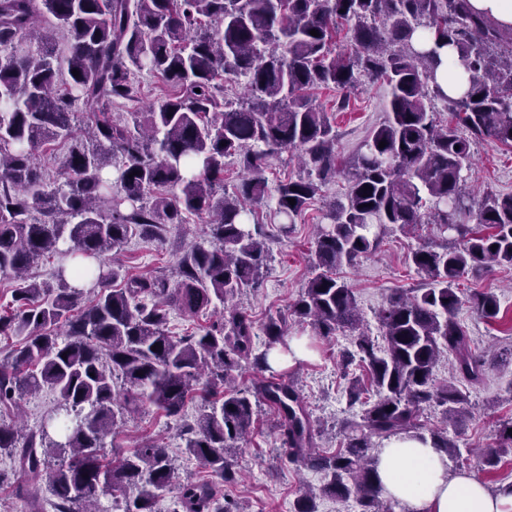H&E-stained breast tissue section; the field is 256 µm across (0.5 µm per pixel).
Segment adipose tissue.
I'll return each instance as SVG.
<instances>
[{"label":"adipose tissue","mask_w":512,"mask_h":512,"mask_svg":"<svg viewBox=\"0 0 512 512\" xmlns=\"http://www.w3.org/2000/svg\"><path fill=\"white\" fill-rule=\"evenodd\" d=\"M376 472L384 497L406 502L410 512H512V493L490 494L467 471L449 476L447 456L428 441L386 440Z\"/></svg>","instance_id":"adipose-tissue-1"}]
</instances>
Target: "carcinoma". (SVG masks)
Segmentation results:
<instances>
[{
  "label": "carcinoma",
  "instance_id": "carcinoma-1",
  "mask_svg": "<svg viewBox=\"0 0 512 512\" xmlns=\"http://www.w3.org/2000/svg\"><path fill=\"white\" fill-rule=\"evenodd\" d=\"M343 21L353 22L351 57L330 49ZM444 47L467 75L458 98L436 82ZM144 70L171 94L132 113L131 125L111 117L113 103L135 97L133 77ZM226 75L244 80L247 102L224 101L218 80ZM364 77L390 85L388 118L340 171L336 133L312 92L352 89ZM435 99L455 123L436 121ZM485 138L512 147V31L474 15L468 0H0V277L13 282L0 336L23 337L0 361V406L45 387L62 400L60 441L45 425L33 432L0 425V450L24 478L18 494L35 500L45 484L58 512H100L101 495L130 486L137 495L123 512H154L175 460L146 443L107 461L105 438L148 407L177 418L199 398L204 407L185 429V448L210 478L180 485L183 512H235L223 492L236 481L228 457L261 403L278 413L288 460L325 475L319 488L304 487L292 512H316L318 494L353 500L360 512H395L398 502L381 495L373 439L428 438L459 460L448 426L469 410L455 381L479 385L496 365L512 364V356L497 362L477 352L457 320L464 303L485 319L499 313L491 293L459 295V279L512 266V194L479 197L466 187L473 145ZM60 140L71 141L68 177L52 187L37 154ZM284 153L305 175L271 188L266 159ZM227 158L244 172L231 196ZM339 173L345 201L322 213L312 277L291 314L321 339L355 333L353 349L341 354L347 400L354 406L366 393L349 377L356 361L367 366L377 399L360 418L341 420L345 447L322 455L320 429L294 383L263 375L268 350L285 343L287 320L271 317L258 329L231 301L257 282L266 258L254 206L273 196L286 232ZM185 212L208 224L209 246L183 251L172 279L135 276L110 288L115 272L106 254L136 234L162 237ZM419 224L432 225L434 236L409 262L430 287L396 292L379 309L381 349L336 270L374 251L386 234ZM47 254L61 257L54 282L28 277ZM70 273L91 288L70 286ZM219 304L220 324L171 335V311L195 315ZM443 357L449 381L438 385ZM246 366L262 376L242 389L235 373ZM433 403L444 408V425L428 429L420 417ZM500 432V447L479 455L482 471L512 455V420Z\"/></svg>",
  "mask_w": 512,
  "mask_h": 512
}]
</instances>
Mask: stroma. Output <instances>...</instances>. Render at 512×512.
Listing matches in <instances>:
<instances>
[{"label": "stroma", "mask_w": 512, "mask_h": 512, "mask_svg": "<svg viewBox=\"0 0 512 512\" xmlns=\"http://www.w3.org/2000/svg\"><path fill=\"white\" fill-rule=\"evenodd\" d=\"M334 88L319 89L315 103L325 109L337 133L336 150L340 160L352 158L371 130L386 116L388 89L379 81L364 79L359 90L349 93L345 111H337L336 102L344 97ZM468 186L477 194L512 193V149L494 140H484L473 148V158L466 172ZM346 184L335 178L323 185L315 199L303 210L290 231H283L274 218L270 202H262L257 211L265 233L268 260L258 287L244 289L236 303L256 322L286 314L297 299L311 271L315 251V226L321 212L330 201L343 197ZM431 236L429 225L405 233L385 235L378 249L360 259L353 267L342 268L341 279L353 288L358 304L372 337H379L375 318L378 309L397 290L419 288L423 277L408 262L409 253ZM208 227L194 214H185L182 223L171 225L165 237L145 241L134 237L123 249L112 251L107 266L121 276L132 274L169 273L179 254L177 245L209 243ZM464 293L475 291L495 294L500 311L496 319L478 316L469 307L458 312L460 322L467 328L477 351L485 354L512 349V267L497 266L479 277L467 276L459 281ZM351 334L337 332L335 336L316 342L306 359L295 361L281 369L283 378L294 380L316 423L322 430L319 448L335 452L342 445L336 425L352 415L346 396L347 382L342 376L340 359L349 347ZM512 367L491 371L482 385L470 388L471 415L464 425L450 436L460 446V461L451 463V471L467 470L477 473L479 480L491 493L512 484V456L504 457L496 470L479 471L477 454L493 447L495 431L501 422L512 419ZM57 395L49 389L23 396L18 410H0V423L22 419L27 428L35 430L57 407ZM201 408L187 407L181 419L175 420L148 409L145 414L129 419L126 425L106 441L108 453L117 455L135 447L140 438L147 437L167 448L175 459L177 472L173 485L160 492L154 512H181L178 504L180 483L198 479L203 467L184 452L181 438L183 427L194 422ZM276 413L261 405L255 416L252 431L233 456L240 472L238 483L224 487L226 496L233 499L238 512H291L300 488L305 484L320 485L323 473L289 463L276 429Z\"/></svg>", "instance_id": "35a3bbf8"}]
</instances>
